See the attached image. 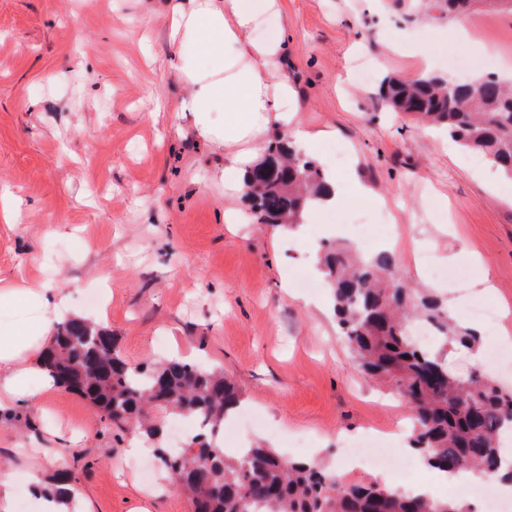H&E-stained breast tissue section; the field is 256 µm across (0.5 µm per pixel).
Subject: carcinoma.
I'll return each mask as SVG.
<instances>
[{"label":"carcinoma","instance_id":"1","mask_svg":"<svg viewBox=\"0 0 512 512\" xmlns=\"http://www.w3.org/2000/svg\"><path fill=\"white\" fill-rule=\"evenodd\" d=\"M450 18L475 6L512 13V0H427ZM381 97L395 112L442 128L460 146L483 154L512 177V87L491 76L473 81L432 75L386 78ZM244 202L256 224L291 225L309 200L330 192L323 169L276 137L247 175ZM339 333L360 371L395 387L412 419L410 447L444 472L502 470L501 435L512 430V389L448 370L440 353L416 342L412 325H429L444 345L475 347L477 334L457 325L437 299L394 274L393 253L361 257L345 244L320 257ZM43 363L56 382L87 399L110 422L137 434H162L153 409L201 421L178 452L158 448L168 476L190 496L192 512H464L447 498L408 495L374 483L340 482L307 461L287 460L266 445L230 456L215 436L242 399L224 371L168 356L132 364L112 331L82 318L59 324ZM45 492L66 501L68 475Z\"/></svg>","mask_w":512,"mask_h":512}]
</instances>
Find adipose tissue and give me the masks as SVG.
I'll use <instances>...</instances> for the list:
<instances>
[{"mask_svg": "<svg viewBox=\"0 0 512 512\" xmlns=\"http://www.w3.org/2000/svg\"><path fill=\"white\" fill-rule=\"evenodd\" d=\"M280 0H169L166 23L175 47L177 68L189 88L181 103L197 132L206 139L231 147L224 168V191L235 195L257 161L254 141L270 125L289 129L292 143L302 154L315 150L318 135L296 123L288 102L292 95L287 78L278 73L280 40H261L255 31L262 21L279 14ZM330 197L312 203L303 223L321 212L338 210L363 199L358 184L328 174ZM36 299L41 308L42 333L27 334L17 326L0 335V417L35 405L53 389V377L35 355L46 347L55 325L72 313L70 296L56 288L27 286L0 290V308L20 299Z\"/></svg>", "mask_w": 512, "mask_h": 512, "instance_id": "obj_1", "label": "adipose tissue"}]
</instances>
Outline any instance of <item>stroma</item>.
I'll return each mask as SVG.
<instances>
[{
	"label": "stroma",
	"mask_w": 512,
	"mask_h": 512,
	"mask_svg": "<svg viewBox=\"0 0 512 512\" xmlns=\"http://www.w3.org/2000/svg\"><path fill=\"white\" fill-rule=\"evenodd\" d=\"M278 17L257 31L283 38L280 71L291 82L301 126L323 132L314 160L363 186L368 200L343 214V239L355 224L387 220L398 275L451 304L461 326L477 330L478 350L447 347L458 374L482 368L500 342L476 306L512 329V181L482 177L490 163L437 131L392 111L378 94L388 75L420 64L448 75L459 49L500 50V78L512 79V14L494 27L458 36V20L417 0H281ZM165 0H0V192L20 206L0 214V282H39L70 294L78 313L118 336L132 363L179 355L223 369L261 423L249 440L306 459L362 483L378 470L347 474L345 443L365 432L409 426L405 399L357 371L339 336L327 288L305 293L315 277L312 250L329 236L327 215L286 236L268 225L228 224L242 210L224 193V148L201 139L180 103L184 81L164 32ZM465 267L448 286L421 265ZM489 279L493 294L476 288ZM77 447L45 428L46 412ZM308 438L296 448V436ZM131 440L88 401L64 388L41 408L0 422V479L14 502L40 512L25 465L42 479L67 471L94 512H191L186 495L162 493L156 454L125 455Z\"/></svg>",
	"instance_id": "35a3bbf8"
}]
</instances>
